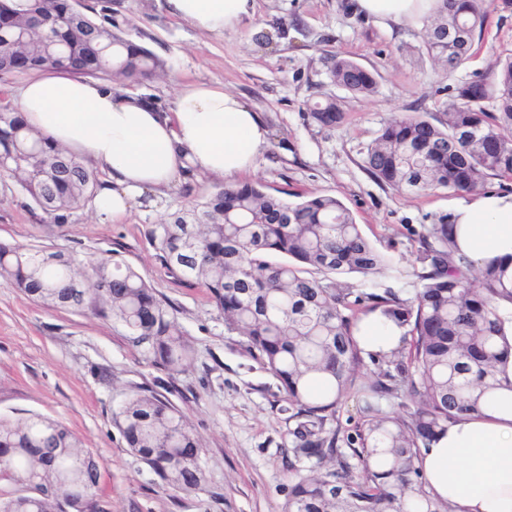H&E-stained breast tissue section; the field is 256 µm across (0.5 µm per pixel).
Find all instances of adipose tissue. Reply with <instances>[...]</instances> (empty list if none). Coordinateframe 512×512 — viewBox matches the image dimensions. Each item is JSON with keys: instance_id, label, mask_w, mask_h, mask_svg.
<instances>
[{"instance_id": "1", "label": "adipose tissue", "mask_w": 512, "mask_h": 512, "mask_svg": "<svg viewBox=\"0 0 512 512\" xmlns=\"http://www.w3.org/2000/svg\"><path fill=\"white\" fill-rule=\"evenodd\" d=\"M169 14L197 31L220 34L256 12V0H166ZM441 0H353V10L386 25L422 23ZM19 108L34 130L78 153L107 178L95 206L119 221L160 203L185 167L235 183L250 173L269 142L259 114L219 83L184 86L158 112L103 82L40 71L22 86ZM457 243L476 264L512 259V194L487 193L453 212ZM402 328L381 314L358 326L369 352L396 348ZM423 475L455 512H512V408L490 406L449 426L424 453Z\"/></svg>"}]
</instances>
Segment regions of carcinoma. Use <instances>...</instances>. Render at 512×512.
Listing matches in <instances>:
<instances>
[{"label": "carcinoma", "instance_id": "cac0c4a2", "mask_svg": "<svg viewBox=\"0 0 512 512\" xmlns=\"http://www.w3.org/2000/svg\"><path fill=\"white\" fill-rule=\"evenodd\" d=\"M426 20L424 52L453 73L469 57L492 0H442ZM112 0H0V75L60 70L113 88L144 85L166 62L126 34ZM330 80L362 96L375 76L330 58ZM439 115L413 113L385 123L365 170L381 184L424 192L477 193L488 177L512 178V54L489 76L452 87ZM321 127L341 122L336 99L310 113ZM54 223L64 224L101 187L81 158L51 144L21 112L0 106V160ZM148 240L162 264L200 283L224 326L246 339L303 418L296 452L326 465L297 475L284 512H453L422 474V449L456 420L512 402L505 367L512 356V261L477 268L454 238L451 216L424 226L413 262L418 286L355 293L336 276L395 272L393 259L363 235L335 196L289 202L262 183L224 185L153 225ZM0 276L25 295L64 310L97 301L145 357L170 375L185 370L191 347L176 332L154 288L131 268L101 258L81 269L63 253L0 246ZM365 302L404 329L410 345L370 355L387 368L366 379L362 418L353 430L322 427L365 366L353 335ZM392 402L390 410L380 401ZM128 448L168 489L191 493L205 480L202 448L184 415L154 393L131 395L115 415ZM21 492L0 496V512H95L94 456L61 423L31 414L0 416V481Z\"/></svg>", "mask_w": 512, "mask_h": 512}]
</instances>
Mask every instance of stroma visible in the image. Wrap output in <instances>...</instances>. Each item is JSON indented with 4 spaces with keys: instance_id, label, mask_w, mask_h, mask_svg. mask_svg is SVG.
I'll return each instance as SVG.
<instances>
[{
    "instance_id": "obj_1",
    "label": "stroma",
    "mask_w": 512,
    "mask_h": 512,
    "mask_svg": "<svg viewBox=\"0 0 512 512\" xmlns=\"http://www.w3.org/2000/svg\"><path fill=\"white\" fill-rule=\"evenodd\" d=\"M130 22V37L165 60L167 69L132 95L169 105L188 82L223 84L260 112L270 145L250 174L284 199L325 193L353 213L379 251L400 259L395 281L383 274L340 276L361 292L415 288L408 265L423 225L451 213L463 195L445 189L411 194L379 184L364 169L368 144L393 118L436 111L455 81L488 74L512 53V5L495 0L469 58L449 73L421 49L423 29L374 25L347 0H257L252 20L221 35H204L168 16L164 0H113ZM289 23L279 34V20ZM352 59L374 73L375 95H354L330 82V57ZM335 98L344 114L333 128L310 117ZM219 178L196 174L191 190L176 187L158 208L101 221L92 200L67 223L54 224L12 181L0 179V243L61 251L76 259L113 258L145 277L165 301L192 347L186 370L171 376L152 365L126 329L93 307L63 310L33 301L0 277V415L40 414L75 433L100 464L98 512H283L296 472L311 461L295 456L300 419L242 337L195 281L171 272L147 238L151 225L210 194ZM137 392H153L187 418L203 448L205 481L184 494L162 487L128 448L114 416Z\"/></svg>"
}]
</instances>
